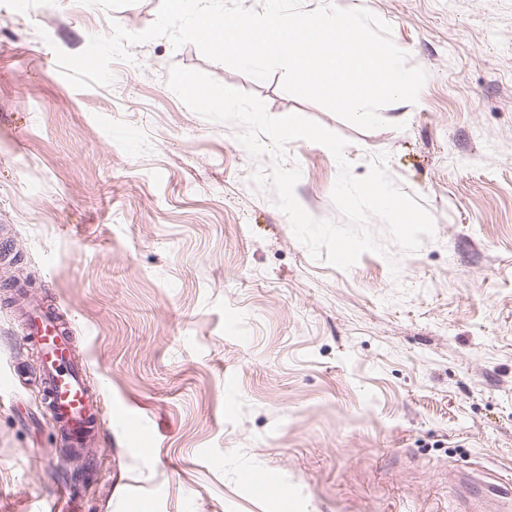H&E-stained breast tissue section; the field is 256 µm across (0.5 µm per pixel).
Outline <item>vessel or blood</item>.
<instances>
[{"mask_svg":"<svg viewBox=\"0 0 512 512\" xmlns=\"http://www.w3.org/2000/svg\"><path fill=\"white\" fill-rule=\"evenodd\" d=\"M21 336L23 343L34 346L39 354L45 408L58 437L76 451L91 446L104 406L86 383L85 364L71 345L68 321L56 307L30 305L23 313ZM490 498L495 499L499 512H512V480L472 484L471 512H480Z\"/></svg>","mask_w":512,"mask_h":512,"instance_id":"vessel-or-blood-1","label":"vessel or blood"}]
</instances>
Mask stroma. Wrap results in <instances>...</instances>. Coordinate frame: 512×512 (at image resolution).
<instances>
[{
  "label": "stroma",
  "instance_id": "35a3bbf8",
  "mask_svg": "<svg viewBox=\"0 0 512 512\" xmlns=\"http://www.w3.org/2000/svg\"><path fill=\"white\" fill-rule=\"evenodd\" d=\"M333 2L428 74L384 127L165 38L77 90L56 50L141 32L160 0H0V512H464L463 475L512 477V0ZM174 65L346 138L356 176L386 154L434 236L346 271L313 259L250 182L271 157L186 107ZM287 154L300 204L340 221L332 153ZM17 280L66 314L109 408L81 457L44 407Z\"/></svg>",
  "mask_w": 512,
  "mask_h": 512
}]
</instances>
